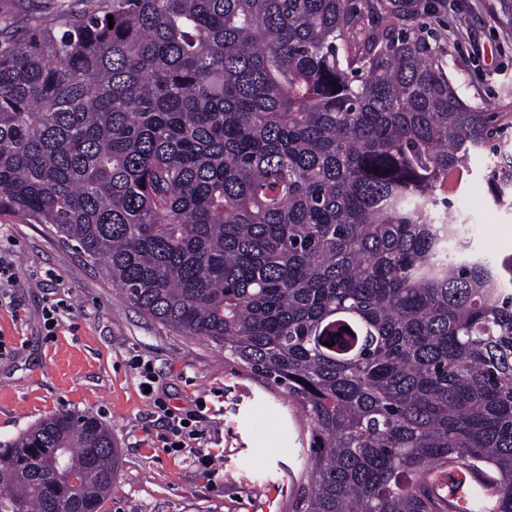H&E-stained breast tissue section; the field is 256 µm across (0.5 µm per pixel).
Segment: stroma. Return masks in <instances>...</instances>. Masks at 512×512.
Here are the masks:
<instances>
[{"label": "stroma", "instance_id": "35a3bbf8", "mask_svg": "<svg viewBox=\"0 0 512 512\" xmlns=\"http://www.w3.org/2000/svg\"><path fill=\"white\" fill-rule=\"evenodd\" d=\"M448 73L471 104L497 107L512 90V47L498 35L487 0H446ZM454 193L474 248L512 258V209L494 206L484 160ZM0 254L14 265L11 304L0 305V443L60 410L89 412L111 431L119 464L100 512H291L306 476L309 431L287 394L224 360L214 343L183 336L130 306L99 268L86 264L43 225L0 216ZM60 305L47 333L44 314ZM159 377L143 391L133 362ZM204 401L197 446L164 447L165 410Z\"/></svg>", "mask_w": 512, "mask_h": 512}]
</instances>
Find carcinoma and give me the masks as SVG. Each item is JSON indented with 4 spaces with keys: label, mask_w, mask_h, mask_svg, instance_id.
<instances>
[{
    "label": "carcinoma",
    "mask_w": 512,
    "mask_h": 512,
    "mask_svg": "<svg viewBox=\"0 0 512 512\" xmlns=\"http://www.w3.org/2000/svg\"><path fill=\"white\" fill-rule=\"evenodd\" d=\"M490 8L512 37V0ZM433 10H0V215L288 394L311 462L291 512H512V258L474 252L449 200L488 151L512 207V103L460 97ZM450 463L474 479L454 511ZM116 470L109 429L62 410L0 443V512H99Z\"/></svg>",
    "instance_id": "obj_1"
}]
</instances>
